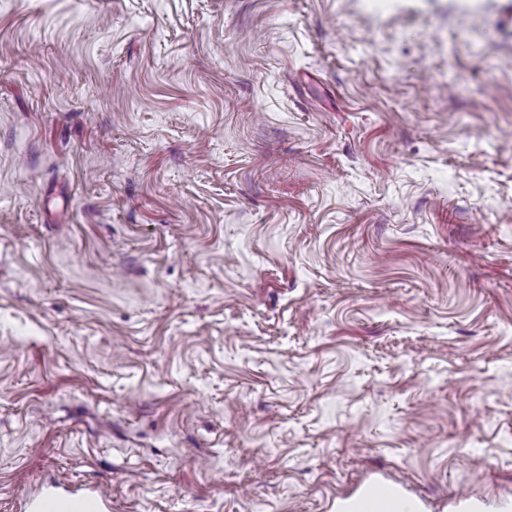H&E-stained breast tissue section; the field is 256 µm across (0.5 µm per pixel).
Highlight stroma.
Wrapping results in <instances>:
<instances>
[{"instance_id": "1", "label": "stroma", "mask_w": 512, "mask_h": 512, "mask_svg": "<svg viewBox=\"0 0 512 512\" xmlns=\"http://www.w3.org/2000/svg\"><path fill=\"white\" fill-rule=\"evenodd\" d=\"M512 503V0H0V512ZM21 512H111L112 499L100 491L70 490L56 480L20 502ZM337 512H425L424 504L406 496L394 484L371 482L351 498L340 501Z\"/></svg>"}]
</instances>
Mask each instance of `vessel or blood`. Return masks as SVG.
Instances as JSON below:
<instances>
[{"label":"vessel or blood","mask_w":512,"mask_h":512,"mask_svg":"<svg viewBox=\"0 0 512 512\" xmlns=\"http://www.w3.org/2000/svg\"><path fill=\"white\" fill-rule=\"evenodd\" d=\"M20 512H112V500L95 490L69 489L57 480L23 498Z\"/></svg>","instance_id":"obj_1"}]
</instances>
